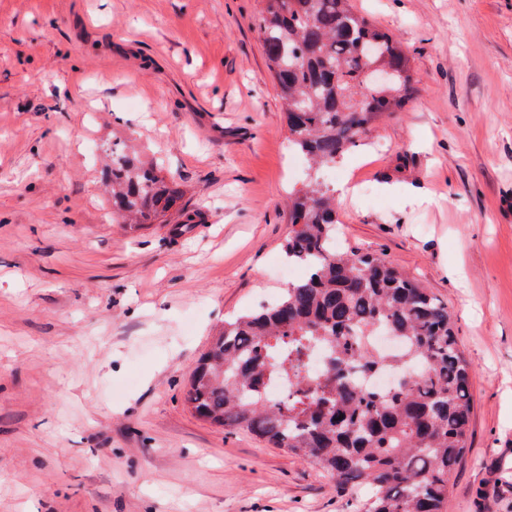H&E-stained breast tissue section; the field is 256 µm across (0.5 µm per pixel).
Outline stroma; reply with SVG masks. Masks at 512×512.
<instances>
[{"mask_svg": "<svg viewBox=\"0 0 512 512\" xmlns=\"http://www.w3.org/2000/svg\"><path fill=\"white\" fill-rule=\"evenodd\" d=\"M411 60L404 110L322 173L341 247L447 302L473 367L448 512H512V0H351ZM260 0H0V512H363L317 465L198 417L224 318L278 298L304 179ZM185 212L104 220L113 135Z\"/></svg>", "mask_w": 512, "mask_h": 512, "instance_id": "stroma-1", "label": "stroma"}]
</instances>
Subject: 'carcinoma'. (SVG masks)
<instances>
[{"label":"carcinoma","instance_id":"obj_1","mask_svg":"<svg viewBox=\"0 0 512 512\" xmlns=\"http://www.w3.org/2000/svg\"><path fill=\"white\" fill-rule=\"evenodd\" d=\"M259 28L288 125L308 171L288 195L286 261L305 265L273 304L224 321L187 394L195 414L255 435L311 461L341 487L367 491L364 512H448L450 476L469 448L472 367L448 304L382 256L340 251L336 198L320 172L336 163L413 87L397 37L355 12L350 0H262ZM372 65L397 71L388 89L368 85ZM112 214L135 229L182 212L183 190L112 141ZM385 329L400 349L368 337ZM317 348V377L300 366ZM391 369L386 393L352 384L354 369ZM287 379L288 392L269 393Z\"/></svg>","mask_w":512,"mask_h":512}]
</instances>
